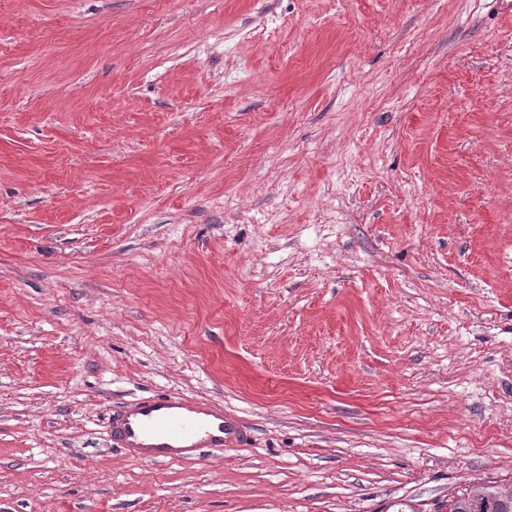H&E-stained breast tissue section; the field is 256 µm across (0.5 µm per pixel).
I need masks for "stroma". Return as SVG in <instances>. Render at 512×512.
<instances>
[{"instance_id":"obj_1","label":"stroma","mask_w":512,"mask_h":512,"mask_svg":"<svg viewBox=\"0 0 512 512\" xmlns=\"http://www.w3.org/2000/svg\"><path fill=\"white\" fill-rule=\"evenodd\" d=\"M167 392L246 445H111ZM494 481L512 15L0 0V512H445Z\"/></svg>"}]
</instances>
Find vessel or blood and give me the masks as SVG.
I'll use <instances>...</instances> for the list:
<instances>
[{"label": "vessel or blood", "mask_w": 512, "mask_h": 512, "mask_svg": "<svg viewBox=\"0 0 512 512\" xmlns=\"http://www.w3.org/2000/svg\"><path fill=\"white\" fill-rule=\"evenodd\" d=\"M110 433L127 457L141 462H180L200 449L220 448L244 437L223 408L176 393L119 407L110 418Z\"/></svg>", "instance_id": "1"}]
</instances>
